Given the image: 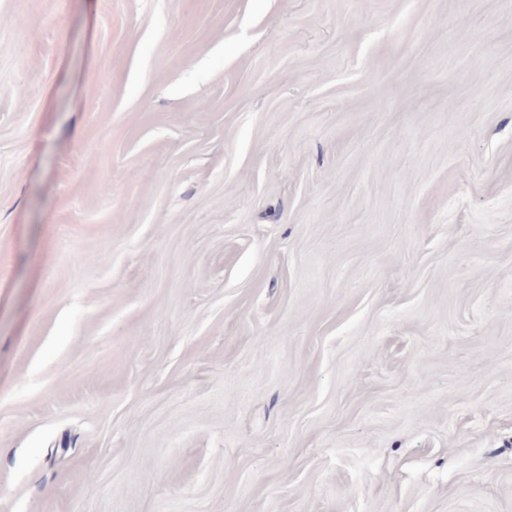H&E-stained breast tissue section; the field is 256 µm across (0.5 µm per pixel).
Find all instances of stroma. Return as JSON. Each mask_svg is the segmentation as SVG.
Returning a JSON list of instances; mask_svg holds the SVG:
<instances>
[{"label": "stroma", "instance_id": "obj_1", "mask_svg": "<svg viewBox=\"0 0 512 512\" xmlns=\"http://www.w3.org/2000/svg\"><path fill=\"white\" fill-rule=\"evenodd\" d=\"M0 512H512V0H0Z\"/></svg>", "mask_w": 512, "mask_h": 512}]
</instances>
